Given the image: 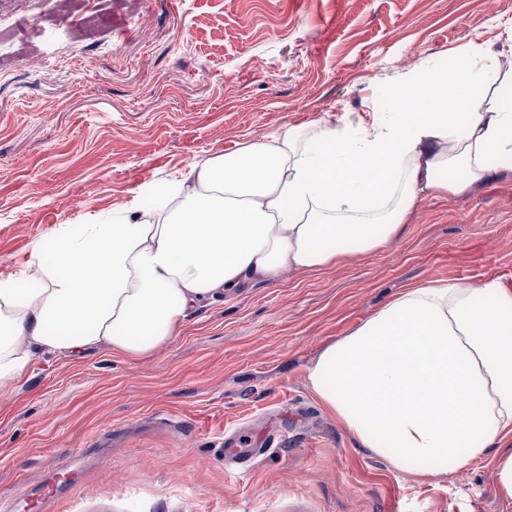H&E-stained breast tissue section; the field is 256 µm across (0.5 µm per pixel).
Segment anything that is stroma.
Wrapping results in <instances>:
<instances>
[{
    "label": "stroma",
    "instance_id": "obj_1",
    "mask_svg": "<svg viewBox=\"0 0 512 512\" xmlns=\"http://www.w3.org/2000/svg\"><path fill=\"white\" fill-rule=\"evenodd\" d=\"M0 274L62 224L291 126L369 121L396 78L476 43L512 0H0ZM512 287V172L429 197L382 249L286 271L193 311L130 360L39 356L0 399V512H512L496 450L417 479L364 448L308 387L319 352L429 282ZM283 440L226 472L224 434ZM48 503L35 493L55 464Z\"/></svg>",
    "mask_w": 512,
    "mask_h": 512
}]
</instances>
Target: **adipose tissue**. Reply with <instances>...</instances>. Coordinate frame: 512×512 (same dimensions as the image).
I'll use <instances>...</instances> for the list:
<instances>
[{
	"instance_id": "ef3b65f1",
	"label": "adipose tissue",
	"mask_w": 512,
	"mask_h": 512,
	"mask_svg": "<svg viewBox=\"0 0 512 512\" xmlns=\"http://www.w3.org/2000/svg\"><path fill=\"white\" fill-rule=\"evenodd\" d=\"M466 69L418 67L371 123L290 127L191 165L140 202L52 232L0 275V394L38 355L100 345L138 358L189 313L247 282L319 271L380 249L419 200L512 171V82L500 53ZM320 404L397 471L454 474L498 449L512 499V289L436 282L404 289L307 374Z\"/></svg>"
}]
</instances>
